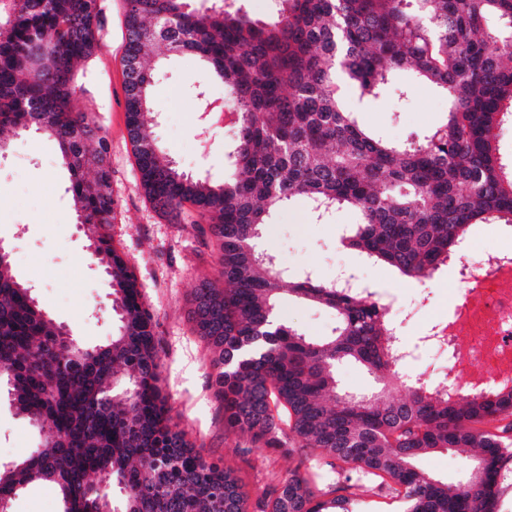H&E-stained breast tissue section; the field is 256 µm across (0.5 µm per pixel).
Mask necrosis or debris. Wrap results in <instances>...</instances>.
Masks as SVG:
<instances>
[{"mask_svg": "<svg viewBox=\"0 0 512 512\" xmlns=\"http://www.w3.org/2000/svg\"><path fill=\"white\" fill-rule=\"evenodd\" d=\"M461 281L452 318L431 329L434 345L452 349L463 370L455 380L459 389L512 379V249L467 265Z\"/></svg>", "mask_w": 512, "mask_h": 512, "instance_id": "obj_1", "label": "necrosis or debris"}]
</instances>
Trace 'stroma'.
I'll return each mask as SVG.
<instances>
[{"label":"stroma","mask_w":512,"mask_h":512,"mask_svg":"<svg viewBox=\"0 0 512 512\" xmlns=\"http://www.w3.org/2000/svg\"><path fill=\"white\" fill-rule=\"evenodd\" d=\"M102 7L104 30L91 58L76 73L84 91L73 104L95 113L106 132L112 192L119 202L112 239L136 272L153 314L164 392L175 421L204 457L234 471L254 499L274 477L295 468L299 457L272 452L224 428V412L213 396L211 354L193 333L190 318L196 285L218 276L217 254L197 225L194 208L185 207L179 219H171L156 212L140 189L127 136L125 4L102 0ZM156 71L152 110L157 115L154 131L159 145L186 173L222 181L231 132L222 126L207 128L201 118L193 94L202 78L199 60L188 53L177 55L157 65ZM341 97L360 125L399 143L437 126L448 109L446 99L426 84L416 85L406 98L393 92L372 102L360 100L356 88L348 84ZM67 185L68 172L52 139L12 137L10 150L0 157V188L6 198L0 207V242L42 309L72 329L81 343L94 346L111 338L117 322L109 281L91 257ZM357 220L355 211L343 208L326 221H315L305 201L297 199L274 214L261 245L291 271L311 268L327 280L339 270L352 271L383 304L398 312L402 339L419 349L414 374L434 385L448 376H460L461 368L418 342L434 316H448L460 287L461 259L450 260L432 279H406L341 247L345 228ZM279 312L313 340L328 335L335 322L330 310L293 299L284 300ZM43 439L26 419L0 403V463L25 458Z\"/></svg>","instance_id":"stroma-1"}]
</instances>
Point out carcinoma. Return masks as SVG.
Masks as SVG:
<instances>
[{
	"instance_id": "1",
	"label": "carcinoma",
	"mask_w": 512,
	"mask_h": 512,
	"mask_svg": "<svg viewBox=\"0 0 512 512\" xmlns=\"http://www.w3.org/2000/svg\"><path fill=\"white\" fill-rule=\"evenodd\" d=\"M276 19L191 0H125L127 131L140 187L153 208L189 204L218 253L219 288L193 293L191 320L212 354L224 427L313 463L264 493L257 512H353L371 481L404 512H496L512 460V388L459 397L448 383L405 378L406 350L372 293L293 278L256 249L277 209L301 198L316 220L356 211L343 242L364 260L412 280L432 278L461 254L473 224L512 226V162L499 130L512 124V0H275ZM104 26L101 0H0V150L3 134L45 133L58 145L92 257L112 287L119 323L102 345L64 336L0 257V390L9 407L45 432L41 448L0 464L3 512L33 483L52 485L63 512H250L241 479L205 458L174 422L162 393L153 317L109 228L117 201L108 147L92 112H76L75 72ZM51 56L37 70L34 54ZM191 53L203 67L201 111L235 114L224 181L177 169L148 118L152 58ZM448 99L446 117L421 138L394 143L361 128L337 95L344 75L377 99L397 75ZM224 85L221 105L208 90ZM94 171L89 178L86 171ZM333 311L321 341L282 322L283 291ZM351 361L378 387L350 394L336 365ZM405 387L402 398L392 390ZM472 448L450 484L418 466L437 449ZM349 492L334 496L336 485Z\"/></svg>"
}]
</instances>
